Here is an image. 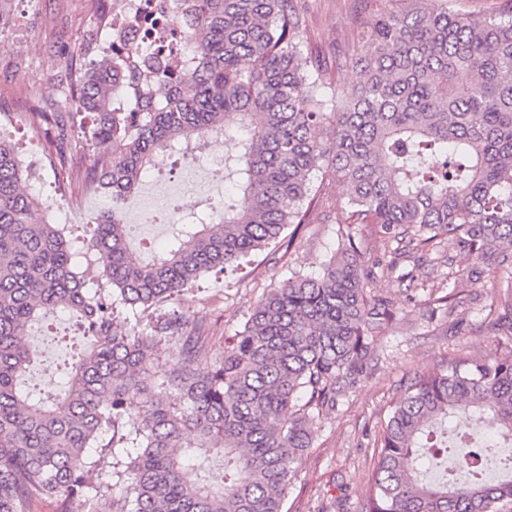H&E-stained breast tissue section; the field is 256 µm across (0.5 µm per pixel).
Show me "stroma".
Listing matches in <instances>:
<instances>
[{
    "mask_svg": "<svg viewBox=\"0 0 512 512\" xmlns=\"http://www.w3.org/2000/svg\"><path fill=\"white\" fill-rule=\"evenodd\" d=\"M293 4L305 20L301 43L318 47L341 94L350 93L357 80L353 62L372 20L402 6L401 0H293ZM8 8L14 27L1 40L5 47L0 50V107L22 117L8 132L20 155L43 156L51 149L53 135L44 115L70 109L61 87L64 65L76 53L84 30L94 25L95 6L93 0H10ZM60 184L65 187L61 202L71 215L68 229L75 261L89 281H96L98 271L85 258L83 243L87 225L103 213L106 203L87 189L82 172L70 162L49 168L43 177L31 181L30 189L49 192ZM314 184L320 191L319 205L298 229L291 246L274 243L224 271L206 273L175 304V311L202 317L212 325V356H221L225 337L242 330L264 290L295 272L318 275L343 230H351L369 262L382 258L376 227L341 225L349 209L346 187L327 172L316 173ZM196 204L190 195L172 197L148 226L137 203H130L125 219L134 227V247L146 256L163 250L179 218L195 210ZM462 287L464 297L454 313L429 320L418 307L428 300V293L415 291V303H408L404 286L376 272L370 289L390 294L401 308L399 318L376 337L367 373L315 426L312 445L295 470L285 512H362L364 489L377 457L375 439L391 405L415 374L459 355L484 356L512 348L484 324L493 301L489 282L466 279ZM52 333L58 343H47L42 329L33 327L30 341L47 364L60 366L71 353L62 339L78 335L79 328L75 319L59 317Z\"/></svg>",
    "mask_w": 512,
    "mask_h": 512,
    "instance_id": "1",
    "label": "stroma"
}]
</instances>
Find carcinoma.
I'll return each instance as SVG.
<instances>
[{
    "label": "carcinoma",
    "instance_id": "carcinoma-1",
    "mask_svg": "<svg viewBox=\"0 0 512 512\" xmlns=\"http://www.w3.org/2000/svg\"><path fill=\"white\" fill-rule=\"evenodd\" d=\"M188 52L142 55L84 31L66 61L73 112L52 114L85 140V178L112 207L97 219L87 287L67 225L42 220L22 188L15 146L0 136V512L85 498L90 512H283L311 429L357 385L373 341L398 318L368 288L355 237L338 238L316 277L293 273L263 293L243 329L210 354V327L165 307L188 284L306 223L322 165L350 191L343 224L378 228L394 273L433 252L449 269L455 309L462 273L497 289L495 335L512 340V12L450 14L406 0L371 25L346 99L314 46L302 48L292 0H165ZM238 135L224 165L236 193L219 224L189 214L185 238L143 258L122 206L158 149ZM109 146L89 153V144ZM152 311L148 330L114 322L117 306ZM66 311L72 344L65 396L35 400L27 328ZM174 350L157 356L160 343ZM497 429L480 443L478 429ZM512 350L459 357L419 374L393 404L364 494V512H512ZM467 449L461 473L448 452ZM97 484L89 482L92 475Z\"/></svg>",
    "mask_w": 512,
    "mask_h": 512
}]
</instances>
